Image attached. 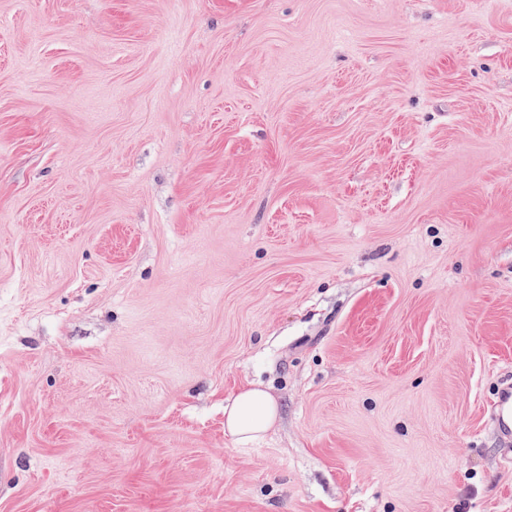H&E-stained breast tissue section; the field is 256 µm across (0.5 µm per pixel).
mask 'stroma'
Here are the masks:
<instances>
[{"instance_id":"obj_1","label":"stroma","mask_w":512,"mask_h":512,"mask_svg":"<svg viewBox=\"0 0 512 512\" xmlns=\"http://www.w3.org/2000/svg\"><path fill=\"white\" fill-rule=\"evenodd\" d=\"M509 382L512 0H0V512H512ZM278 419V405L266 390L251 383L224 406V432L237 444L261 439ZM498 431L502 435L512 434V385H504L499 391L493 404Z\"/></svg>"}]
</instances>
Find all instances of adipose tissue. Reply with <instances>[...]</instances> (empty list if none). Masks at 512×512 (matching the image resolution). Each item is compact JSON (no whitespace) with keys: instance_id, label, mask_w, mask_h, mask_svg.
<instances>
[{"instance_id":"1","label":"adipose tissue","mask_w":512,"mask_h":512,"mask_svg":"<svg viewBox=\"0 0 512 512\" xmlns=\"http://www.w3.org/2000/svg\"><path fill=\"white\" fill-rule=\"evenodd\" d=\"M278 418V405L266 390L248 384L224 407V431L237 444L261 439Z\"/></svg>"}]
</instances>
